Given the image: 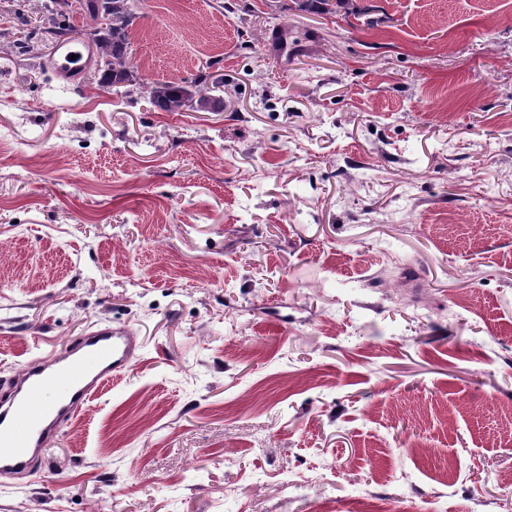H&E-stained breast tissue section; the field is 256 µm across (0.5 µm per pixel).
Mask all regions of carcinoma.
Here are the masks:
<instances>
[{"label":"carcinoma","instance_id":"carcinoma-1","mask_svg":"<svg viewBox=\"0 0 512 512\" xmlns=\"http://www.w3.org/2000/svg\"><path fill=\"white\" fill-rule=\"evenodd\" d=\"M135 0H89L84 12L96 25L89 30L93 51V75L102 87L125 89L137 94L152 106L165 112L215 109L217 99L212 95L209 76L203 73L179 82L146 81L131 66L130 27L139 15L134 12ZM73 29L65 13L51 14L44 23L42 37L60 41Z\"/></svg>","mask_w":512,"mask_h":512}]
</instances>
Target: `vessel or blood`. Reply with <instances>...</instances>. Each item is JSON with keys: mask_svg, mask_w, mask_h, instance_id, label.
<instances>
[{"mask_svg": "<svg viewBox=\"0 0 512 512\" xmlns=\"http://www.w3.org/2000/svg\"><path fill=\"white\" fill-rule=\"evenodd\" d=\"M85 45L60 43L53 66L63 77L82 71ZM138 348L132 332L106 327L85 334L58 356L35 358L0 381V478L34 472L47 446L104 386L124 373Z\"/></svg>", "mask_w": 512, "mask_h": 512, "instance_id": "1", "label": "vessel or blood"}]
</instances>
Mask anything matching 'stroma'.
<instances>
[{
	"mask_svg": "<svg viewBox=\"0 0 512 512\" xmlns=\"http://www.w3.org/2000/svg\"><path fill=\"white\" fill-rule=\"evenodd\" d=\"M42 2L0 0V377L139 350L0 512H512V0H139L212 112L10 53Z\"/></svg>",
	"mask_w": 512,
	"mask_h": 512,
	"instance_id": "stroma-1",
	"label": "stroma"
}]
</instances>
